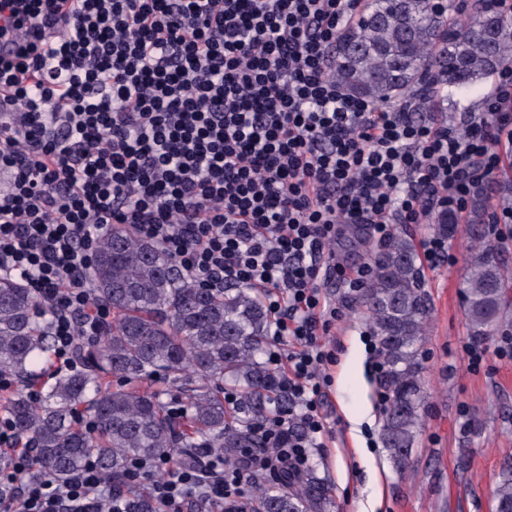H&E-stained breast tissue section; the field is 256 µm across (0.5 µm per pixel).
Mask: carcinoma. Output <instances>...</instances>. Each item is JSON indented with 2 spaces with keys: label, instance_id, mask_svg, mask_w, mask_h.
<instances>
[{
  "label": "carcinoma",
  "instance_id": "1",
  "mask_svg": "<svg viewBox=\"0 0 512 512\" xmlns=\"http://www.w3.org/2000/svg\"><path fill=\"white\" fill-rule=\"evenodd\" d=\"M461 11L456 0H448L445 13L434 0H366L361 21L336 42L330 74L383 107L401 104L430 66L452 94L474 95L482 80L512 62V16L477 5L462 24ZM372 261L375 273L361 299L386 364L383 441L403 471L425 413L421 345L431 304L409 237H393ZM89 278L94 297L112 308V324L94 342L77 338L83 368L53 377L34 402L27 387L53 338L36 322L38 302L28 288L0 277V373L20 381L7 407L19 436L38 450L37 472L63 479L91 457L117 484L133 456L182 462L192 437L165 416L160 394L141 386L157 374L174 385L191 384L190 429L215 451L259 444L228 417L222 396L226 387L237 390L254 421L273 403L288 407L263 360L270 320L257 290L197 288L161 248L124 224L111 225L100 239ZM464 288L472 336L482 339L497 325L512 324V269L494 249L471 248ZM80 408L93 414L94 432L73 424ZM327 501L328 488L308 474L291 490L260 489L253 512H323ZM493 502L494 512H512V462L499 474Z\"/></svg>",
  "mask_w": 512,
  "mask_h": 512
}]
</instances>
